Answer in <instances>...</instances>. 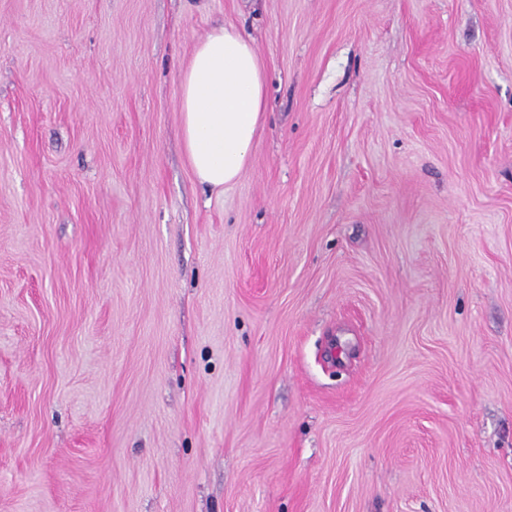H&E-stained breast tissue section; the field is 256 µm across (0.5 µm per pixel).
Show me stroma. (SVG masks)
<instances>
[{
    "mask_svg": "<svg viewBox=\"0 0 512 512\" xmlns=\"http://www.w3.org/2000/svg\"><path fill=\"white\" fill-rule=\"evenodd\" d=\"M0 512H512V0H0ZM266 88V68L236 28L218 26L196 45L178 105L185 155L200 184L223 189L247 168Z\"/></svg>",
    "mask_w": 512,
    "mask_h": 512,
    "instance_id": "obj_1",
    "label": "stroma"
}]
</instances>
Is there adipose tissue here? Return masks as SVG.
I'll list each match as a JSON object with an SVG mask.
<instances>
[{"label": "adipose tissue", "mask_w": 512, "mask_h": 512, "mask_svg": "<svg viewBox=\"0 0 512 512\" xmlns=\"http://www.w3.org/2000/svg\"><path fill=\"white\" fill-rule=\"evenodd\" d=\"M266 68L252 41L219 26L193 51L178 90L183 144L198 182L234 183L247 168L265 113Z\"/></svg>", "instance_id": "obj_1"}]
</instances>
